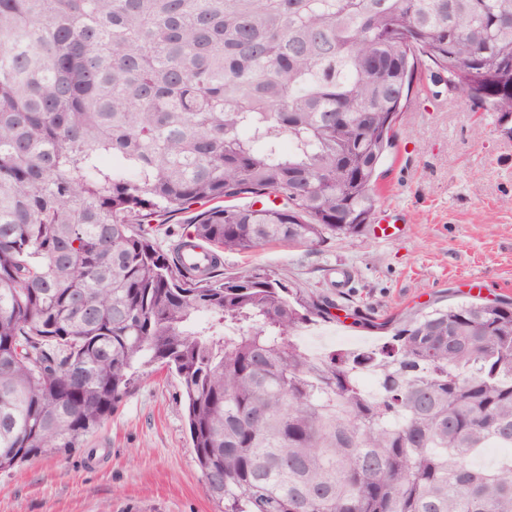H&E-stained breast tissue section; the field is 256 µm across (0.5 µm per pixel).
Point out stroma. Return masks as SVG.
Returning a JSON list of instances; mask_svg holds the SVG:
<instances>
[{
	"label": "stroma",
	"instance_id": "obj_1",
	"mask_svg": "<svg viewBox=\"0 0 512 512\" xmlns=\"http://www.w3.org/2000/svg\"><path fill=\"white\" fill-rule=\"evenodd\" d=\"M377 180L380 202L356 237L311 250L224 256L225 274L269 268L319 292L351 272L349 301L322 333L384 342L373 320L433 304L512 300V134L499 113L437 89L421 67ZM397 234L377 235L381 220ZM369 323H362V316ZM0 512H218L202 490L178 377L142 370L118 409L76 448L0 471Z\"/></svg>",
	"mask_w": 512,
	"mask_h": 512
}]
</instances>
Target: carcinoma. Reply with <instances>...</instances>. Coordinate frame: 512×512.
Instances as JSON below:
<instances>
[{"instance_id": "1", "label": "carcinoma", "mask_w": 512, "mask_h": 512, "mask_svg": "<svg viewBox=\"0 0 512 512\" xmlns=\"http://www.w3.org/2000/svg\"><path fill=\"white\" fill-rule=\"evenodd\" d=\"M425 63L511 115L512 0H0V471L76 447L161 365L219 512H512V460L470 465L512 448V301L313 358L296 333L344 293L224 274L364 231Z\"/></svg>"}]
</instances>
